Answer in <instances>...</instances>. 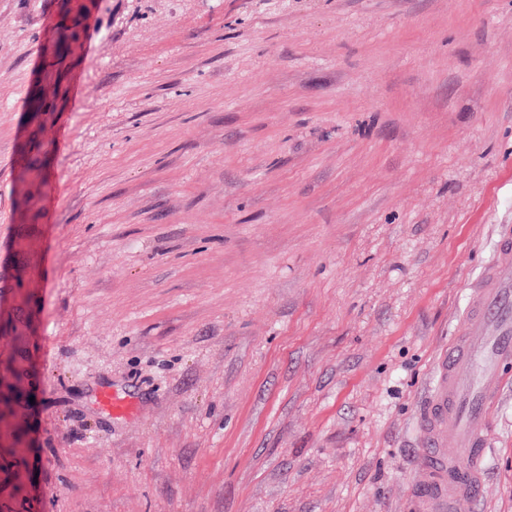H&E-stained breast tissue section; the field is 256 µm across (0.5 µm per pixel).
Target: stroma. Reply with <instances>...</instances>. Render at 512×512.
Here are the masks:
<instances>
[{"label": "stroma", "mask_w": 512, "mask_h": 512, "mask_svg": "<svg viewBox=\"0 0 512 512\" xmlns=\"http://www.w3.org/2000/svg\"><path fill=\"white\" fill-rule=\"evenodd\" d=\"M498 224L512 0H0V512H409ZM102 407L112 416H122L131 413L135 407V401L127 395H118L111 391L102 392L99 396Z\"/></svg>", "instance_id": "obj_1"}]
</instances>
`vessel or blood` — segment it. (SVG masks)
I'll return each mask as SVG.
<instances>
[{"label":"vessel or blood","instance_id":"vessel-or-blood-1","mask_svg":"<svg viewBox=\"0 0 512 512\" xmlns=\"http://www.w3.org/2000/svg\"><path fill=\"white\" fill-rule=\"evenodd\" d=\"M512 364V225H499L494 257L471 287L420 420L422 451L411 485L413 512H463L485 487L488 428ZM112 415L129 414L134 400L109 391L99 396Z\"/></svg>","mask_w":512,"mask_h":512}]
</instances>
